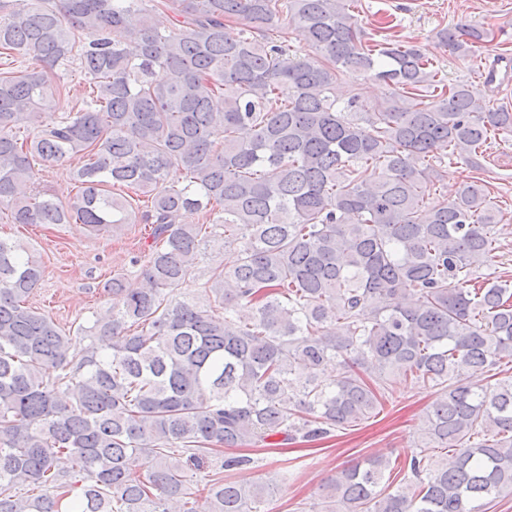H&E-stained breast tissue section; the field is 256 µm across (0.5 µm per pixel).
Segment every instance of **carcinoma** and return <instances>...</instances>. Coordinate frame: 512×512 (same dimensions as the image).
<instances>
[{
	"mask_svg": "<svg viewBox=\"0 0 512 512\" xmlns=\"http://www.w3.org/2000/svg\"><path fill=\"white\" fill-rule=\"evenodd\" d=\"M148 2L0 0V56L23 63L0 68V207L15 224H148L152 238L133 257L145 287L104 282L76 332L108 346L80 354L26 306L39 258L0 240V512H193L188 473L223 449L325 439L376 413L401 374L438 389L419 439L450 454L370 456L314 512H481L512 496V375L498 373L512 289L473 284L499 210L478 177L451 200L425 194L444 159L479 169L491 136L512 135L495 70L443 83L422 47L370 37L357 0H156L167 30ZM291 28L316 56L291 51ZM490 36L460 23L436 38L464 57ZM74 58L89 99L63 109L53 78ZM347 74L388 98L337 99ZM22 120L35 135L19 137ZM66 160L64 203L35 167ZM205 224L237 257L211 267L199 302L178 290L196 282ZM205 489L211 512H264L272 496L222 475Z\"/></svg>",
	"mask_w": 512,
	"mask_h": 512,
	"instance_id": "1",
	"label": "carcinoma"
}]
</instances>
